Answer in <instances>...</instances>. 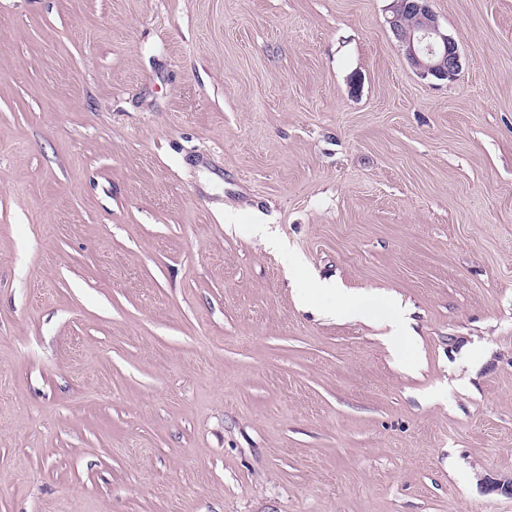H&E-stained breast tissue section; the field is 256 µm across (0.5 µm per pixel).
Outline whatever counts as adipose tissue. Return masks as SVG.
I'll use <instances>...</instances> for the list:
<instances>
[{
  "label": "adipose tissue",
  "mask_w": 512,
  "mask_h": 512,
  "mask_svg": "<svg viewBox=\"0 0 512 512\" xmlns=\"http://www.w3.org/2000/svg\"><path fill=\"white\" fill-rule=\"evenodd\" d=\"M324 293H330L338 297L339 312L344 318L363 321H389L396 329L395 336L391 338L394 348L399 351L405 348L412 330L399 300L391 297L350 292L329 284H321L308 289L307 292L302 294L301 300L305 305L310 306L317 301L319 295Z\"/></svg>",
  "instance_id": "1"
}]
</instances>
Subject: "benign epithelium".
<instances>
[{
  "mask_svg": "<svg viewBox=\"0 0 512 512\" xmlns=\"http://www.w3.org/2000/svg\"><path fill=\"white\" fill-rule=\"evenodd\" d=\"M432 0H391L386 23L415 72L452 81L462 67L458 41L441 29Z\"/></svg>",
  "mask_w": 512,
  "mask_h": 512,
  "instance_id": "1",
  "label": "benign epithelium"
}]
</instances>
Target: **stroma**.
Returning <instances> with one entry per match:
<instances>
[{"instance_id": "stroma-1", "label": "stroma", "mask_w": 512, "mask_h": 512, "mask_svg": "<svg viewBox=\"0 0 512 512\" xmlns=\"http://www.w3.org/2000/svg\"><path fill=\"white\" fill-rule=\"evenodd\" d=\"M389 4L0 0V512H512V0ZM386 23L415 72L452 81L462 67L458 41L441 29L432 0H391ZM324 293H330L338 297L339 312L346 319L388 320L396 328V334L391 336V342L396 350L403 351L407 344V338L412 336L413 332L399 300L391 297L345 291L342 288H334L333 285L329 284H318L317 288H308V291L301 295V300L305 305L310 306L318 300L319 295Z\"/></svg>"}]
</instances>
